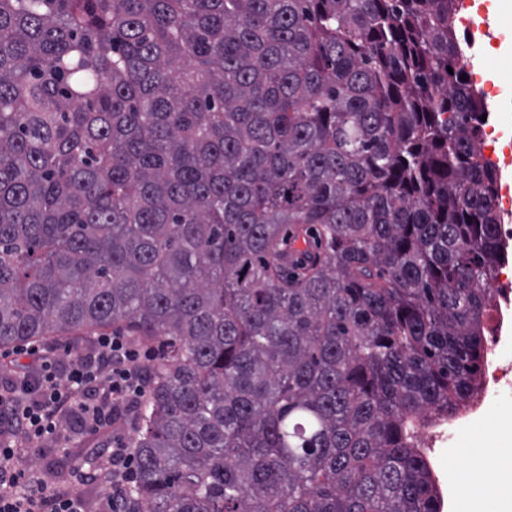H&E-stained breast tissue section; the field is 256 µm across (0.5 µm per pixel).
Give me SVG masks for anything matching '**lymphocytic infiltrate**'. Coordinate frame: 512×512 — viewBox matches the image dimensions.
<instances>
[{
  "label": "lymphocytic infiltrate",
  "instance_id": "1",
  "mask_svg": "<svg viewBox=\"0 0 512 512\" xmlns=\"http://www.w3.org/2000/svg\"><path fill=\"white\" fill-rule=\"evenodd\" d=\"M156 356L154 347L133 345L117 332L93 337L90 356L69 362L52 344L16 347L10 358L21 364L22 376L9 394H0V414L16 429L11 438L0 439V512H86L78 493L35 476L23 458L67 424L77 423L94 436L118 417L135 414L148 395L144 366ZM96 454L105 464L92 478L108 486L99 512H125L135 453L115 439Z\"/></svg>",
  "mask_w": 512,
  "mask_h": 512
}]
</instances>
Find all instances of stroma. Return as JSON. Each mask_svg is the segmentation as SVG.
I'll use <instances>...</instances> for the list:
<instances>
[{"label": "stroma", "instance_id": "obj_1", "mask_svg": "<svg viewBox=\"0 0 512 512\" xmlns=\"http://www.w3.org/2000/svg\"><path fill=\"white\" fill-rule=\"evenodd\" d=\"M494 0H463L455 19L459 41L466 44L468 70L486 93L488 115L482 152L498 169L501 185L512 187V111H500L512 101V80L505 81L489 69L491 49L512 48V26L493 18ZM426 451L445 499V512H457L464 487L476 492L473 512H512V391L483 402L471 420L456 426L448 441L436 434L426 437ZM92 440L63 429L29 451L26 464L56 487L82 495L88 512H94L105 493L103 484L83 481V473L97 466L91 455Z\"/></svg>", "mask_w": 512, "mask_h": 512}]
</instances>
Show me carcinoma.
Wrapping results in <instances>:
<instances>
[{
    "label": "carcinoma",
    "instance_id": "1",
    "mask_svg": "<svg viewBox=\"0 0 512 512\" xmlns=\"http://www.w3.org/2000/svg\"><path fill=\"white\" fill-rule=\"evenodd\" d=\"M458 9L0 0V348L165 337L128 512H444L508 258Z\"/></svg>",
    "mask_w": 512,
    "mask_h": 512
}]
</instances>
